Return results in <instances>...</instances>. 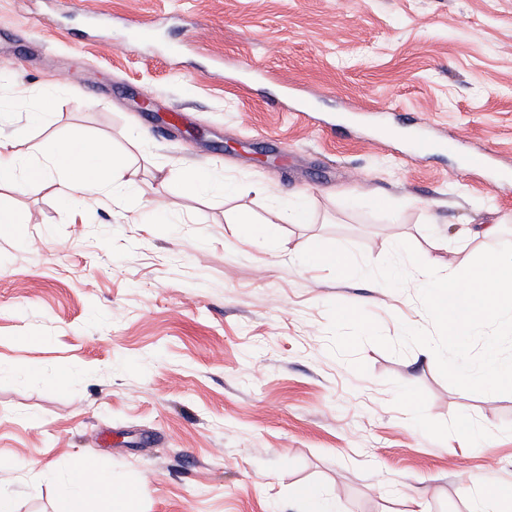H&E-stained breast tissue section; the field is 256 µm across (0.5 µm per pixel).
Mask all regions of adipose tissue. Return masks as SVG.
<instances>
[{
  "mask_svg": "<svg viewBox=\"0 0 512 512\" xmlns=\"http://www.w3.org/2000/svg\"><path fill=\"white\" fill-rule=\"evenodd\" d=\"M28 128L16 126L11 141H27ZM10 143L0 142V184L35 189L53 176L64 178L71 196L89 197L110 191L129 189L133 174L111 146L102 140L93 143L65 141L54 148L30 143L27 157L10 150ZM58 491L63 498L78 503L103 502L104 512H136L140 491L120 487L107 480L99 468L86 460H75ZM468 512H512V488L488 486L470 480L464 488Z\"/></svg>",
  "mask_w": 512,
  "mask_h": 512,
  "instance_id": "1",
  "label": "adipose tissue"
}]
</instances>
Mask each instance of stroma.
I'll return each mask as SVG.
<instances>
[{
    "label": "stroma",
    "instance_id": "1",
    "mask_svg": "<svg viewBox=\"0 0 512 512\" xmlns=\"http://www.w3.org/2000/svg\"><path fill=\"white\" fill-rule=\"evenodd\" d=\"M136 22L173 28L177 51L131 43ZM404 113L461 146L411 159ZM18 124L35 142L109 140L141 202L67 206L57 178L0 187L17 218L0 228V495L15 512H71L56 481L78 458L139 487V512H299L301 483L338 512L416 495L467 512L464 475L512 485V394L456 388L416 347L364 343L363 374L329 351L332 303L392 340L432 329L416 281L299 260L314 236L372 266L406 241L451 269L512 243V179L463 166L488 145L512 170V0H0V140ZM201 170L210 191L161 187ZM299 196L310 221L288 223ZM243 211L276 237L245 239ZM471 421L494 454L456 440Z\"/></svg>",
    "mask_w": 512,
    "mask_h": 512
}]
</instances>
